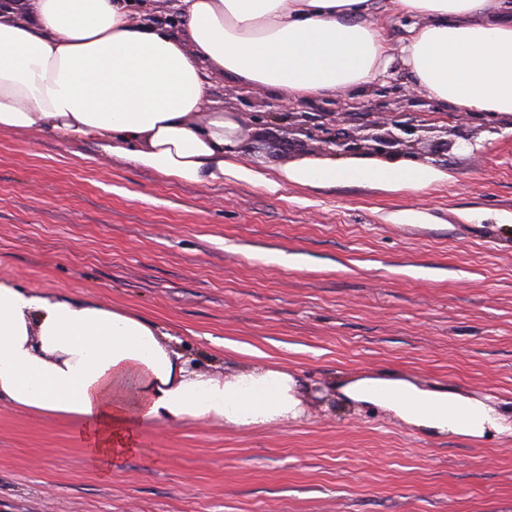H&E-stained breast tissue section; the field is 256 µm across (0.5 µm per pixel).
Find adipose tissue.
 Returning <instances> with one entry per match:
<instances>
[{
    "label": "adipose tissue",
    "instance_id": "ef3b65f1",
    "mask_svg": "<svg viewBox=\"0 0 512 512\" xmlns=\"http://www.w3.org/2000/svg\"><path fill=\"white\" fill-rule=\"evenodd\" d=\"M182 33L136 22L124 0H20L0 10V133L94 144L182 184L225 177L274 190L374 181L425 190L427 168H369L329 158L285 167L241 155L239 123L209 111L206 71L299 103L366 88L399 61L430 98L460 112L512 114V0H178ZM407 15L392 47L375 16ZM345 403L406 425L473 440L512 437L492 397L399 373L341 378ZM305 384L264 368L224 378L197 371L155 321L101 299L38 294L0 278V404L68 418L107 460L141 452L143 427L298 421Z\"/></svg>",
    "mask_w": 512,
    "mask_h": 512
}]
</instances>
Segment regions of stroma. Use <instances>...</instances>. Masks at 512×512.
Here are the masks:
<instances>
[{
  "label": "stroma",
  "instance_id": "1",
  "mask_svg": "<svg viewBox=\"0 0 512 512\" xmlns=\"http://www.w3.org/2000/svg\"><path fill=\"white\" fill-rule=\"evenodd\" d=\"M208 81L211 111L244 123L252 98L280 97ZM325 105L347 128L358 112L461 120L403 72L385 99L340 90L299 109ZM462 122L467 146L417 152L444 175L422 192L185 185L87 142L0 134V277L143 314L215 374L308 383L302 422L149 426L142 453L107 465L71 422L1 404L0 512H512V438L429 435L335 388L391 371L512 410V125Z\"/></svg>",
  "mask_w": 512,
  "mask_h": 512
}]
</instances>
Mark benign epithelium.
Segmentation results:
<instances>
[{"instance_id":"obj_1","label":"benign epithelium","mask_w":512,"mask_h":512,"mask_svg":"<svg viewBox=\"0 0 512 512\" xmlns=\"http://www.w3.org/2000/svg\"><path fill=\"white\" fill-rule=\"evenodd\" d=\"M292 122V131L297 134L289 145L302 146L316 142L326 156L356 157L370 154L390 159L412 153L424 144L427 153L439 157L448 154L456 139L470 141V138L453 127L444 125L416 124L404 114L395 115L388 122H377L364 112L358 118L355 129H345L336 120L334 112H290L288 106L274 103L264 112L252 114L251 124L269 129L280 121ZM470 119L486 129H498L499 121L511 120L512 115H492L486 112H472Z\"/></svg>"}]
</instances>
